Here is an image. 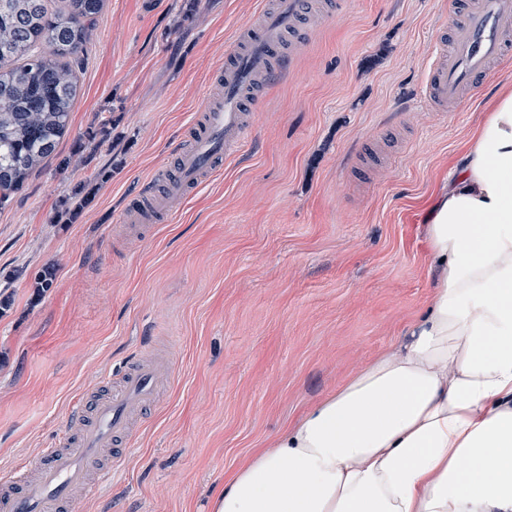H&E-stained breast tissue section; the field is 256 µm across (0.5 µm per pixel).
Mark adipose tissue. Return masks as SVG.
Masks as SVG:
<instances>
[{
	"mask_svg": "<svg viewBox=\"0 0 512 512\" xmlns=\"http://www.w3.org/2000/svg\"><path fill=\"white\" fill-rule=\"evenodd\" d=\"M425 224L430 307L256 449L212 512H512V91Z\"/></svg>",
	"mask_w": 512,
	"mask_h": 512,
	"instance_id": "ef3b65f1",
	"label": "adipose tissue"
}]
</instances>
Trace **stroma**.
<instances>
[{"label": "stroma", "mask_w": 512, "mask_h": 512, "mask_svg": "<svg viewBox=\"0 0 512 512\" xmlns=\"http://www.w3.org/2000/svg\"><path fill=\"white\" fill-rule=\"evenodd\" d=\"M105 0L56 159L0 209V470L34 463L95 378L161 348L175 377L123 470L79 512H211L224 478L391 349L430 305L425 218L512 59L451 112L425 77L446 0H343L309 25L219 174L149 238L142 184L174 168L264 0ZM107 126L100 145L85 139ZM94 201L80 207L81 193ZM54 266L35 297V274Z\"/></svg>", "instance_id": "35a3bbf8"}]
</instances>
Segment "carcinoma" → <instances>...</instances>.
<instances>
[{
  "label": "carcinoma",
  "instance_id": "carcinoma-1",
  "mask_svg": "<svg viewBox=\"0 0 512 512\" xmlns=\"http://www.w3.org/2000/svg\"><path fill=\"white\" fill-rule=\"evenodd\" d=\"M105 0H0V207L56 155L76 67Z\"/></svg>",
  "mask_w": 512,
  "mask_h": 512
}]
</instances>
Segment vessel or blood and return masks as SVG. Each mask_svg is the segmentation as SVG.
<instances>
[{"mask_svg": "<svg viewBox=\"0 0 512 512\" xmlns=\"http://www.w3.org/2000/svg\"><path fill=\"white\" fill-rule=\"evenodd\" d=\"M306 8V0H275L227 48L221 101L201 114L189 148L178 156L177 177L159 190L144 189L124 215L138 234L169 219L190 189L238 151L253 105L285 64V43L298 31ZM448 8L453 19L437 39L425 85L438 112L473 95L492 65L512 56V0H449ZM171 376L168 358L145 355L127 368L117 388L73 407L66 431L37 459L35 477L0 475V512H75L78 493L94 478L122 469L115 442L131 434L134 416L157 405L159 388Z\"/></svg>", "mask_w": 512, "mask_h": 512, "instance_id": "vessel-or-blood-1", "label": "vessel or blood"}]
</instances>
